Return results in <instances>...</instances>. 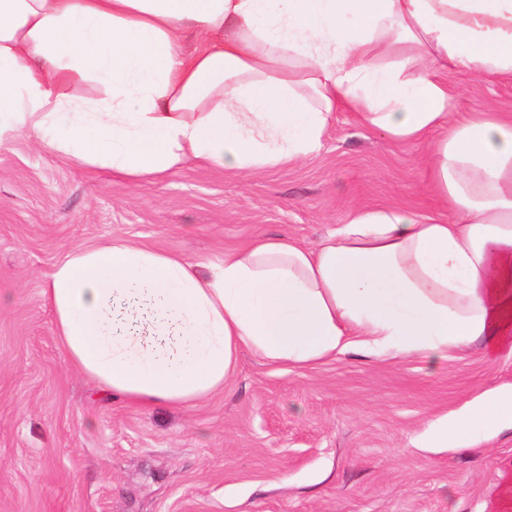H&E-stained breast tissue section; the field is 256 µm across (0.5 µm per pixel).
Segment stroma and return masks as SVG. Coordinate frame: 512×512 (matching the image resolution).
<instances>
[{
    "label": "stroma",
    "instance_id": "obj_1",
    "mask_svg": "<svg viewBox=\"0 0 512 512\" xmlns=\"http://www.w3.org/2000/svg\"><path fill=\"white\" fill-rule=\"evenodd\" d=\"M457 112L512 113V83L451 72ZM427 146L336 109L312 156L253 173L192 162L132 183L27 136L0 139V512H504L512 429L423 448L431 420L512 386L478 345L421 357L348 352L311 367L241 351L190 408L103 396L73 367L46 301L69 255L121 237L206 265L259 236L316 246L350 209L427 216Z\"/></svg>",
    "mask_w": 512,
    "mask_h": 512
}]
</instances>
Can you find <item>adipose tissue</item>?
I'll use <instances>...</instances> for the list:
<instances>
[{
	"mask_svg": "<svg viewBox=\"0 0 512 512\" xmlns=\"http://www.w3.org/2000/svg\"><path fill=\"white\" fill-rule=\"evenodd\" d=\"M451 71L512 81V0H0V135L78 165L252 172L317 152L339 106L395 139L443 132L429 174L452 222L355 207L317 248L259 237L204 273L122 238L70 255L45 296L71 364L112 397L187 407L244 348L299 367L354 346L512 356V114L457 118ZM510 427L512 387L493 388L424 443Z\"/></svg>",
	"mask_w": 512,
	"mask_h": 512,
	"instance_id": "adipose-tissue-1",
	"label": "adipose tissue"
}]
</instances>
